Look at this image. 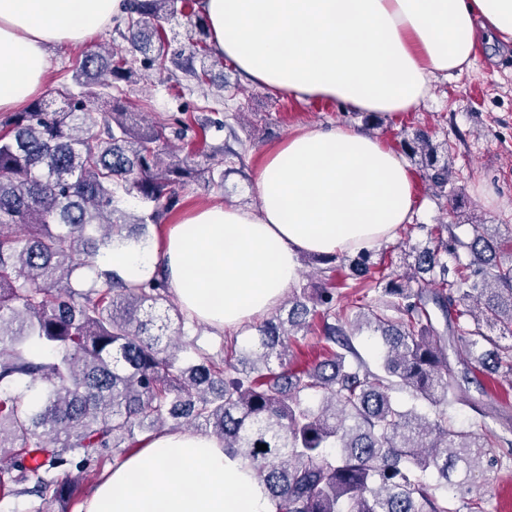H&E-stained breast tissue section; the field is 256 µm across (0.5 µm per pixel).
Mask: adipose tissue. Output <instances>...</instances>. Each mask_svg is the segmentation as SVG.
I'll return each mask as SVG.
<instances>
[{
  "label": "adipose tissue",
  "instance_id": "ef3b65f1",
  "mask_svg": "<svg viewBox=\"0 0 512 512\" xmlns=\"http://www.w3.org/2000/svg\"><path fill=\"white\" fill-rule=\"evenodd\" d=\"M124 0H0V112L44 87L48 45L85 41ZM217 55L249 81L345 112L395 115L470 65L477 32L512 44V0H200ZM255 208L211 203L164 244L113 242L104 264L132 282L168 270L181 309L215 329L275 308L308 253H367L415 213L403 155L352 125L311 126L269 151ZM86 512H270L215 437L164 432L113 469Z\"/></svg>",
  "mask_w": 512,
  "mask_h": 512
}]
</instances>
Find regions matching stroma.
Segmentation results:
<instances>
[{
	"label": "stroma",
	"mask_w": 512,
	"mask_h": 512,
	"mask_svg": "<svg viewBox=\"0 0 512 512\" xmlns=\"http://www.w3.org/2000/svg\"><path fill=\"white\" fill-rule=\"evenodd\" d=\"M113 26H106L91 39L61 48H50L47 81L40 99L53 107H62L54 90L73 85L72 62L81 54L97 50L100 44L111 43ZM224 82L200 91L193 83L182 82L179 91H172L170 75L154 73L136 76L124 86L125 102L130 111L145 112L156 119H171L183 112L198 111L200 118L224 119L243 112L244 124L238 135L246 142L239 170L230 174L224 189H205L191 183L179 189V207L161 224L151 226V240L162 243L169 230L192 210L227 199L250 207L256 201L251 176L264 161L268 151L288 135L312 126L333 127L346 123L363 129L385 145L401 149L405 135L421 129L432 135L434 142L447 143L453 181L461 194L454 201L436 198L426 189L417 164H410L413 196L416 200V229L401 226L384 249L393 243L410 241L424 243L420 232L423 224H498L512 228V47L487 46L477 40L474 61L460 75L441 81L432 98L393 116H368L364 113H343L338 104L327 99L298 100L293 96L271 92L262 85L244 79L232 65H225ZM491 190L496 200L486 202L483 190ZM487 393L481 396V411L455 406L457 421L483 417L488 427L505 435L502 414L512 415V385L497 375L480 376ZM56 484L68 486L72 506L34 494L14 495L0 491V512H85L101 476L96 471H79L73 466L58 467L50 472ZM474 485L484 487L487 512H512V468L478 471Z\"/></svg>",
	"instance_id": "obj_1"
}]
</instances>
